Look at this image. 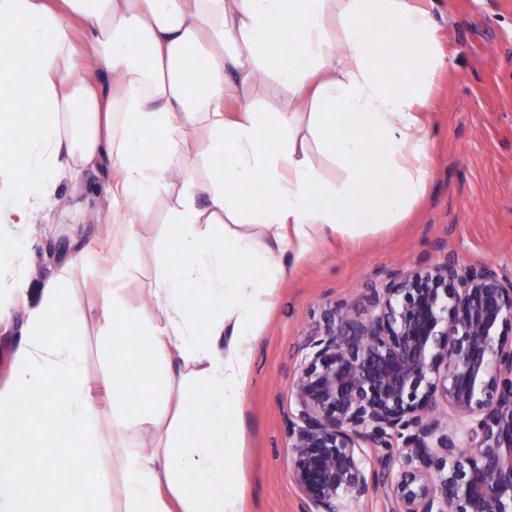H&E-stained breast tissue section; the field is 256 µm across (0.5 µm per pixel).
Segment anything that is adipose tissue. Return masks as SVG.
I'll list each match as a JSON object with an SVG mask.
<instances>
[{"instance_id": "adipose-tissue-1", "label": "adipose tissue", "mask_w": 512, "mask_h": 512, "mask_svg": "<svg viewBox=\"0 0 512 512\" xmlns=\"http://www.w3.org/2000/svg\"><path fill=\"white\" fill-rule=\"evenodd\" d=\"M446 65L418 0H0V89L26 105L0 113V225L16 228L0 236L14 273L0 295L13 335L0 512H243L229 452L279 256L410 213L432 178L424 114ZM264 77L287 111L259 106ZM65 187L98 197L92 218L125 227L88 307L71 286L87 260L74 246L30 293L27 232ZM168 194L181 231L153 307H128L136 224ZM90 324L106 366L97 381ZM149 427L159 447L114 457L115 439Z\"/></svg>"}]
</instances>
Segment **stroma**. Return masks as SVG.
<instances>
[{
	"label": "stroma",
	"mask_w": 512,
	"mask_h": 512,
	"mask_svg": "<svg viewBox=\"0 0 512 512\" xmlns=\"http://www.w3.org/2000/svg\"><path fill=\"white\" fill-rule=\"evenodd\" d=\"M431 10L453 59L430 92L432 182L403 223L357 238L330 234L307 253L284 257L287 274L275 283L251 339L240 406L244 445L230 454L244 512H303L289 477L285 417L297 350L325 303L352 302L364 286L446 254L463 266L489 263L512 279V0H432ZM172 204L171 197L156 198L137 226L139 264L125 290L131 307L152 299L164 246L177 232L168 222ZM93 206L77 197L30 239L38 260L71 241L93 252L95 265L71 275L84 295L124 242L123 225L88 217Z\"/></svg>",
	"instance_id": "obj_1"
}]
</instances>
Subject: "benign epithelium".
I'll use <instances>...</instances> for the list:
<instances>
[{"instance_id": "7a95c632", "label": "benign epithelium", "mask_w": 512, "mask_h": 512, "mask_svg": "<svg viewBox=\"0 0 512 512\" xmlns=\"http://www.w3.org/2000/svg\"><path fill=\"white\" fill-rule=\"evenodd\" d=\"M509 332L512 280L448 254L327 304L286 417L305 512H347L381 485L391 512H512ZM439 404L459 425L428 416ZM373 448L387 452L372 465Z\"/></svg>"}]
</instances>
